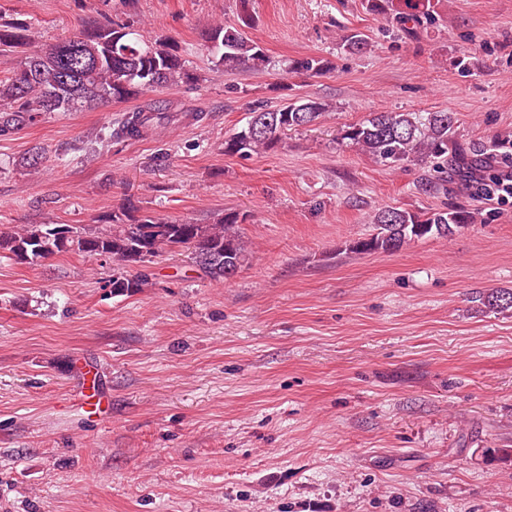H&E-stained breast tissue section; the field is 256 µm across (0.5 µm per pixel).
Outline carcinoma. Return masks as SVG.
Segmentation results:
<instances>
[{
	"mask_svg": "<svg viewBox=\"0 0 512 512\" xmlns=\"http://www.w3.org/2000/svg\"><path fill=\"white\" fill-rule=\"evenodd\" d=\"M366 7L390 15L396 25L410 32L436 22L435 0H366ZM250 14L237 25L216 23L204 34L215 67L226 71L247 65L263 70L268 56L251 40ZM30 25L0 21V51L16 52L31 44ZM361 32L347 35L340 49L359 54L370 49ZM331 63L309 57L288 62V71L323 75ZM197 78L185 60L165 45L144 38L134 24L107 20L87 27L78 36L31 51L9 75L0 77V137H8L39 122L52 112H72L92 103L126 101L173 84H194ZM326 104L315 100L291 101L273 108L259 105L238 131L224 139V154L248 157L275 148L282 132L315 122ZM166 106L145 103L115 129L114 137L140 140L151 136L172 119ZM451 112H371L344 130L343 139L384 164H402L414 157L429 159L461 175L476 160L457 148L452 139ZM43 162L37 147L17 160V165L36 171ZM246 216L224 212L211 224H191L139 213L130 204L112 213L106 222L112 232L102 233L58 224L28 225L12 233L0 232V251L21 263L32 264L55 254L78 250L116 263L109 287L114 295L138 292L149 284L148 276H130L123 267L144 263L166 249L188 252L200 270L215 281L235 276L247 259L239 224ZM475 222V212L448 210L410 212L382 208L373 218L372 230L353 243L360 253L395 252L429 237L448 238ZM488 308L512 309V290L485 297Z\"/></svg>",
	"mask_w": 512,
	"mask_h": 512,
	"instance_id": "cac0c4a2",
	"label": "carcinoma"
}]
</instances>
